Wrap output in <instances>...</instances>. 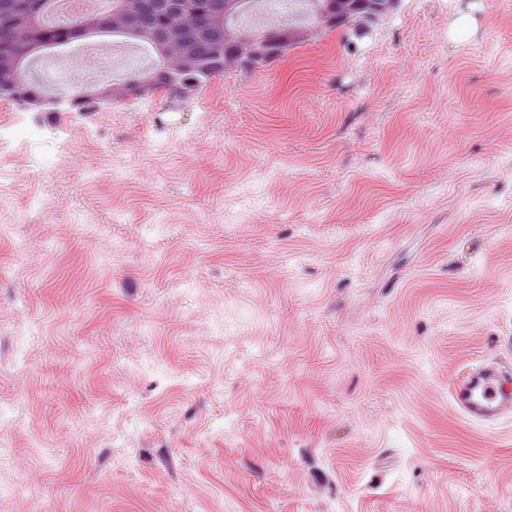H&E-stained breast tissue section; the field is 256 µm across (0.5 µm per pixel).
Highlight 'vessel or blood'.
<instances>
[{
	"mask_svg": "<svg viewBox=\"0 0 512 512\" xmlns=\"http://www.w3.org/2000/svg\"><path fill=\"white\" fill-rule=\"evenodd\" d=\"M452 402L469 420L484 424L512 416V369L498 363L471 369L457 381Z\"/></svg>",
	"mask_w": 512,
	"mask_h": 512,
	"instance_id": "obj_1",
	"label": "vessel or blood"
}]
</instances>
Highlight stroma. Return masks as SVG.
<instances>
[{
    "instance_id": "35a3bbf8",
    "label": "stroma",
    "mask_w": 512,
    "mask_h": 512,
    "mask_svg": "<svg viewBox=\"0 0 512 512\" xmlns=\"http://www.w3.org/2000/svg\"><path fill=\"white\" fill-rule=\"evenodd\" d=\"M0 139V512H512V0ZM452 402L469 420L484 424L512 416V369L499 363L471 369L457 381Z\"/></svg>"
}]
</instances>
